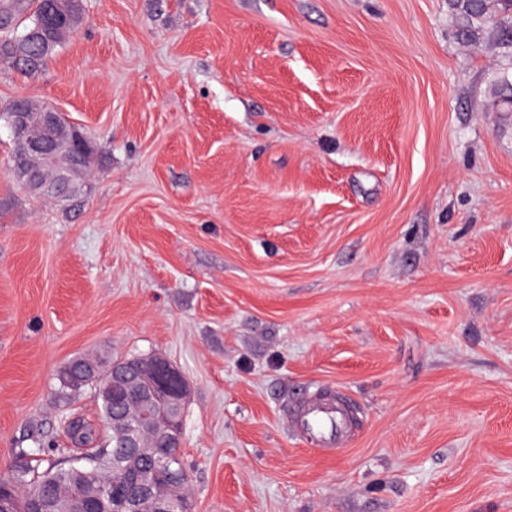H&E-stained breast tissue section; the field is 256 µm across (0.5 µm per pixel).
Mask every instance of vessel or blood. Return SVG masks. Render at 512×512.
<instances>
[{
  "instance_id": "obj_1",
  "label": "vessel or blood",
  "mask_w": 512,
  "mask_h": 512,
  "mask_svg": "<svg viewBox=\"0 0 512 512\" xmlns=\"http://www.w3.org/2000/svg\"><path fill=\"white\" fill-rule=\"evenodd\" d=\"M291 421L298 436L327 451L344 448L354 428L350 407L329 389L306 396L295 407Z\"/></svg>"
}]
</instances>
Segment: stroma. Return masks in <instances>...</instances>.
Masks as SVG:
<instances>
[{
	"label": "stroma",
	"mask_w": 512,
	"mask_h": 512,
	"mask_svg": "<svg viewBox=\"0 0 512 512\" xmlns=\"http://www.w3.org/2000/svg\"><path fill=\"white\" fill-rule=\"evenodd\" d=\"M449 0H85L25 96L99 146L67 199L0 119V476L56 374L185 375L193 512H512V123ZM362 415L329 454L296 400Z\"/></svg>",
	"instance_id": "stroma-1"
}]
</instances>
